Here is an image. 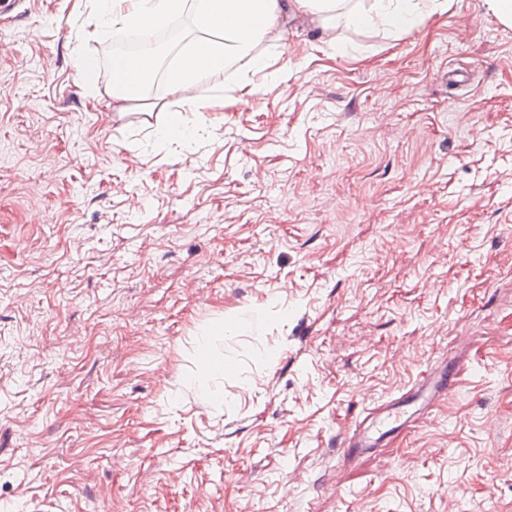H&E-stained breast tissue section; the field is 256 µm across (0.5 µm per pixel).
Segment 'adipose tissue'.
Instances as JSON below:
<instances>
[{"label": "adipose tissue", "mask_w": 512, "mask_h": 512, "mask_svg": "<svg viewBox=\"0 0 512 512\" xmlns=\"http://www.w3.org/2000/svg\"><path fill=\"white\" fill-rule=\"evenodd\" d=\"M448 0H93L95 28L160 30L187 15L198 31L166 73L169 96L187 100L189 92L215 74L234 69L245 105L253 79L268 67L262 42H279L288 15L315 20L324 33L338 27H368L399 34L426 17L446 11ZM159 67L157 56H116L111 61L112 109L127 111L139 99L142 79Z\"/></svg>", "instance_id": "obj_1"}]
</instances>
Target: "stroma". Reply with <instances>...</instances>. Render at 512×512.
<instances>
[{
	"mask_svg": "<svg viewBox=\"0 0 512 512\" xmlns=\"http://www.w3.org/2000/svg\"><path fill=\"white\" fill-rule=\"evenodd\" d=\"M89 11L0 15V512H512V29L292 20L247 107L120 114ZM175 109L197 135L157 149ZM74 53V66L77 71L78 76L82 80V82L88 86H94L95 82L92 81L96 70L99 69L97 60L89 55H87L81 48L80 45L77 46V49ZM455 386L452 369L437 372L436 369L428 368L421 372L415 385L414 395L417 400H422L424 408H427L451 394ZM403 406L405 405H387L379 409L369 418L371 428H365L362 424L352 428L342 441L344 452L352 458L367 453L375 448L378 441L386 434L410 422V419H404L406 411L402 408Z\"/></svg>",
	"mask_w": 512,
	"mask_h": 512,
	"instance_id": "stroma-1",
	"label": "stroma"
}]
</instances>
